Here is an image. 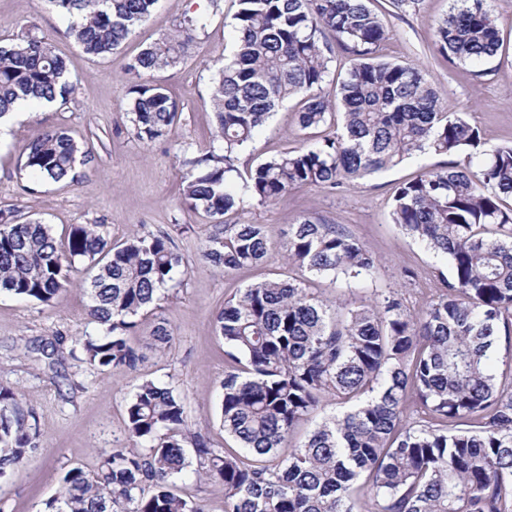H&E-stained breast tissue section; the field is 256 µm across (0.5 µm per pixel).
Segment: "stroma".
<instances>
[{
  "instance_id": "obj_1",
  "label": "stroma",
  "mask_w": 512,
  "mask_h": 512,
  "mask_svg": "<svg viewBox=\"0 0 512 512\" xmlns=\"http://www.w3.org/2000/svg\"><path fill=\"white\" fill-rule=\"evenodd\" d=\"M488 4L497 19L502 47L477 76L471 67L448 66L436 51L434 29L448 15L452 0H423L416 12L397 10L390 0H372L386 31L383 56L417 65L449 111L482 130L489 143H512V0H488ZM237 10V0H160L148 20L112 56L100 58L75 45L66 20L48 10L44 0H0V44L36 27L38 35L65 57L67 79L74 85L67 99L20 114L9 132L0 136V209L49 224L59 239L72 224L101 225L115 243L167 232L187 266L176 273L175 286L138 316L131 339L144 359L136 369L120 374L98 371L71 357L53 372L29 354L30 348L50 341L72 347L76 336L95 331L88 316L86 270H79L73 284L48 306L0 292V385L24 394L35 409L40 433L33 458L0 478V512H43L45 502L59 493L67 470L96 472L102 451L131 447L125 434L126 405L145 380H161L175 388L189 421L208 436L211 447L235 448L218 416L225 346L214 330L215 317L240 289L286 272L284 233L302 215L339 225L380 257L377 273L362 283L365 292L397 290L405 305L418 311L440 291L438 271L445 260L403 235L391 219L396 186L424 168L442 164V157L429 154L340 192L311 186L274 204L250 202L227 219L265 225L273 243L268 261L228 273L199 262L212 226L203 213L182 203L181 159L184 148L199 155L215 138L214 116L206 101L213 78L231 54ZM201 12L209 14L210 23L190 47L184 64L154 75L178 103L181 118L164 138L142 143L131 133L126 110L130 88L126 65L143 48L172 34L184 16ZM301 106L297 96L284 101L240 153V167L299 149L307 137L297 126ZM53 127L66 129L86 154L84 163L76 167V181L37 182L20 169L21 147ZM161 318L173 339L159 349L150 334ZM173 489L203 504L207 512H224L223 487L198 478L194 471L175 479Z\"/></svg>"
}]
</instances>
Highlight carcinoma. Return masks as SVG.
<instances>
[{
	"instance_id": "1",
	"label": "carcinoma",
	"mask_w": 512,
	"mask_h": 512,
	"mask_svg": "<svg viewBox=\"0 0 512 512\" xmlns=\"http://www.w3.org/2000/svg\"><path fill=\"white\" fill-rule=\"evenodd\" d=\"M69 19L86 54L108 57L146 21L158 0H45ZM369 0H239L234 51L209 94L221 147L184 160L182 202L214 220L201 260L226 272L264 263L263 224H226L246 203L290 192L336 189L420 153L448 158L396 189L391 217L401 231L446 258L444 288L414 312L394 291L322 297L295 279L248 285L215 320L227 369L220 421L240 451L209 446L183 400L146 380L127 402L125 431L137 448L102 452L98 472L62 477L43 512H206L171 491L192 446L203 476L224 487V512H512V380H499L496 341H512V143L485 148L481 131L448 111L411 64L382 59L385 30ZM207 14L127 64L132 134L148 144L180 118L153 82L173 70L204 32ZM351 56L336 100L321 94L331 48ZM448 64L479 66L501 47L487 0H457L435 29ZM66 60L29 31L0 45V117L19 100L52 101L73 92ZM300 96L298 124L336 121V132L258 163L246 173L236 153L285 99ZM79 143L50 128L21 151V167L43 181H74ZM284 258L314 277L356 285L380 259L334 224L309 217L288 225ZM94 270L88 315L99 330L75 338L83 360L121 373L142 359L129 332L174 280L183 259L173 238L148 233L120 245L98 224H73L61 245L51 227L0 210V290L50 305L73 283L76 261ZM332 397L348 408L324 420L284 454L295 427ZM23 394L0 387V477L32 459L38 435ZM417 407L406 412L407 402Z\"/></svg>"
}]
</instances>
